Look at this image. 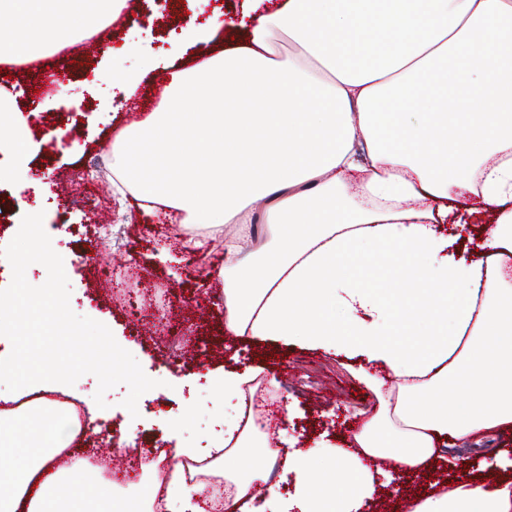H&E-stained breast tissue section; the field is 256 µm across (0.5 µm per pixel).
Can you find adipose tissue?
<instances>
[{"instance_id": "ef3b65f1", "label": "adipose tissue", "mask_w": 512, "mask_h": 512, "mask_svg": "<svg viewBox=\"0 0 512 512\" xmlns=\"http://www.w3.org/2000/svg\"><path fill=\"white\" fill-rule=\"evenodd\" d=\"M124 0H0V49L27 54L73 40ZM248 41L171 68L162 101L112 148L117 194L224 236V329L360 359L354 376L379 409L348 447L276 448L244 425V386L260 376L210 370L219 429L182 443L167 480L124 497L61 454L81 435L53 395L56 374L0 352V512H205L181 460H208L234 486L226 512H361L375 492L367 460L410 474L451 449L512 427V0H244ZM298 48L275 59L274 39ZM0 90L8 130L0 179L30 161L26 121ZM492 213L485 258L458 261L440 229L468 203ZM264 203L267 240L251 230ZM236 225L225 235V225ZM395 378L386 386L380 371ZM280 464L295 493L268 482ZM412 512H512V481H464Z\"/></svg>"}]
</instances>
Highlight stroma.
<instances>
[{
    "label": "stroma",
    "instance_id": "1",
    "mask_svg": "<svg viewBox=\"0 0 512 512\" xmlns=\"http://www.w3.org/2000/svg\"><path fill=\"white\" fill-rule=\"evenodd\" d=\"M185 21L175 0H135L131 12L118 19L110 39L97 52L61 64L57 56L33 52L37 66L6 77L16 96L19 110L40 109V122L31 134V163L22 178L0 183V249L17 233L24 215L40 210L45 215L46 232L53 249L62 256L71 294L72 311L103 322L126 340L125 348L141 365L144 373L162 383L149 397L138 401L139 422L126 423L121 402L126 387L106 394L108 407L94 420L82 440L73 442V456H96L112 441L113 434L126 437L130 448H150L165 440V423L191 415L184 428V439L201 442L212 431L221 414L220 405L210 395L203 379L207 371L226 367H262L260 381L270 399L272 411L290 412L287 438L306 449L324 444L336 445L358 426L363 416L373 415L376 400L371 391L362 390L353 377L351 360L297 347L248 344L224 333V314L196 319L189 316V304L197 299L220 294L224 280L223 237L201 247H188L173 259L161 260L154 240L158 217L137 211L132 198L109 194L106 206L110 221L97 224L89 205L73 202L72 180L93 174L98 161H111L102 149L134 121L151 112L160 100L161 78L165 66L191 65L201 53L192 47L178 53L172 35ZM152 59L155 68L146 77L139 93L118 110L110 106L112 74L139 67ZM59 70L68 91L58 98L40 78L45 68ZM67 129L61 145L49 146L50 129ZM116 269L141 277L143 286L164 285L170 301L169 329L184 332L199 349L198 356L169 359L157 341L153 318L136 319L111 301L96 296L100 269ZM186 379L182 391L164 388L168 377ZM512 463V430L487 440L480 450L471 452L466 467L452 473L435 471L409 480H395L379 488L376 499L383 505L403 503L429 490L432 481L465 480L481 476L493 481Z\"/></svg>",
    "mask_w": 512,
    "mask_h": 512
}]
</instances>
